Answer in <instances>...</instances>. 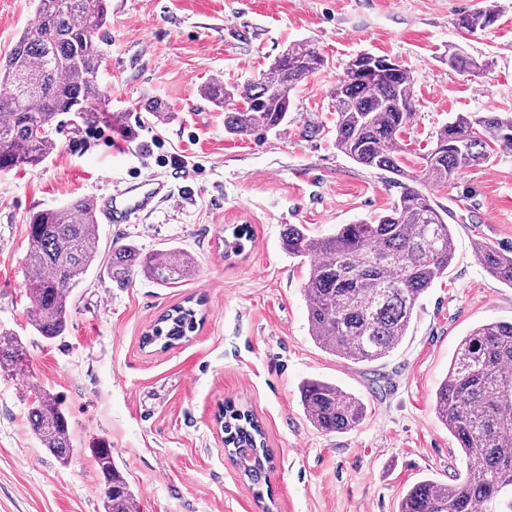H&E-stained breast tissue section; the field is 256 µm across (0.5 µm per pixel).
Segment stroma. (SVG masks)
<instances>
[{
    "instance_id": "obj_1",
    "label": "stroma",
    "mask_w": 512,
    "mask_h": 512,
    "mask_svg": "<svg viewBox=\"0 0 512 512\" xmlns=\"http://www.w3.org/2000/svg\"><path fill=\"white\" fill-rule=\"evenodd\" d=\"M498 2L496 25L465 35L457 19L485 0H109L100 118L60 134L41 165L0 173V336L27 350L24 373L0 372V512H103L92 455L102 447L135 491L138 512H263L267 504L225 455L217 418L229 401L263 428L273 512H399L416 482L464 472L435 393L462 337L512 319V287L472 249L479 239L512 252V150L430 186L448 211L454 257L420 298L402 344L380 361L353 364L315 344L304 301L309 266L287 255L281 234L287 224L328 236L374 221L400 194L390 173L336 148L329 91L352 55H387L409 71V166L457 114L512 113V0ZM33 7L0 0V60ZM301 41L327 65L298 84L287 123L225 134L224 113L203 88L256 81ZM452 43L486 61L485 71L450 69ZM155 101L168 108L164 121L147 113ZM115 112L129 113L127 130L113 127ZM153 147L185 156L186 172L156 163ZM137 176L168 183L173 195L132 223L100 225L101 257L128 243L146 253L174 246L194 259L195 276L173 288L140 277L119 288L90 269L71 296L68 332L45 341L31 326L27 295L29 216ZM242 226L249 241L227 254ZM189 301L198 305L189 338L142 347L159 316ZM307 378L360 397L362 424L344 433L313 427L300 402ZM39 389L69 414L67 463L31 432L27 411Z\"/></svg>"
}]
</instances>
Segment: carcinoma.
I'll return each instance as SVG.
<instances>
[{
    "instance_id": "cac0c4a2",
    "label": "carcinoma",
    "mask_w": 512,
    "mask_h": 512,
    "mask_svg": "<svg viewBox=\"0 0 512 512\" xmlns=\"http://www.w3.org/2000/svg\"><path fill=\"white\" fill-rule=\"evenodd\" d=\"M497 0L458 19L473 35L498 20ZM108 0H38L35 20L10 55L0 61V171L36 167L57 149V135L76 117L90 122L106 99L100 83L104 56L99 33ZM326 59L307 42L289 46L260 78L240 89L220 83L203 95L224 110V132L250 136L288 119L297 85L323 69ZM448 67L463 73L484 69L459 45L448 47ZM335 101L336 149L365 168L398 177L399 199L372 222L343 224L336 234L314 238L302 224L284 225L283 249L311 259L305 287L310 336L339 358L373 362L388 356L406 336L421 296L454 256L448 210L424 191L447 183L496 152L512 147V115L493 109L460 113L432 136L420 166L409 169L403 133L411 122L414 94L409 72L398 62L360 52L343 63L330 90ZM482 266L512 287V254L473 243ZM99 257L96 209L84 197L29 217L26 255L32 328L46 340L68 329L70 297ZM103 273L120 287L142 276L164 287L195 275V262L172 247L144 254L134 244L112 251ZM197 310L178 305L142 337L163 349L194 332ZM18 338L0 336V370H23ZM303 411L313 427L347 432L366 417V406L334 383L307 379L300 386ZM436 413L465 456L466 472L448 485L424 479L403 497L399 512H512V321H492L463 337L435 398ZM32 433L61 461L74 451L68 415L43 392L28 409ZM224 447L232 463L257 488L272 462L255 416L233 404L224 408ZM91 452L104 479L105 512H135L137 497L112 461V449Z\"/></svg>"
}]
</instances>
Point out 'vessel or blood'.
Wrapping results in <instances>:
<instances>
[{
  "label": "vessel or blood",
  "instance_id": "1",
  "mask_svg": "<svg viewBox=\"0 0 512 512\" xmlns=\"http://www.w3.org/2000/svg\"><path fill=\"white\" fill-rule=\"evenodd\" d=\"M168 195L165 183L136 177L112 193L97 195L95 205L108 223L127 224L135 216L152 212Z\"/></svg>",
  "mask_w": 512,
  "mask_h": 512
}]
</instances>
